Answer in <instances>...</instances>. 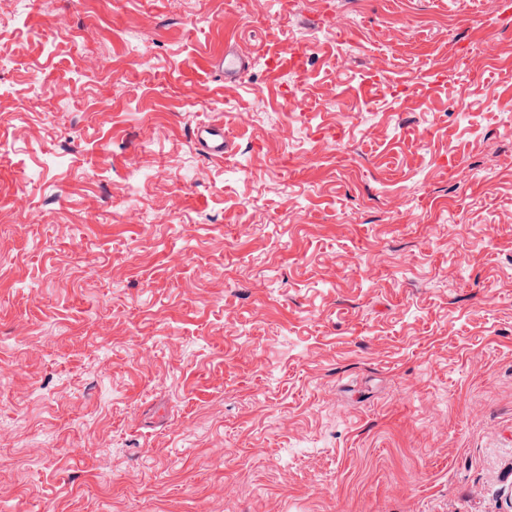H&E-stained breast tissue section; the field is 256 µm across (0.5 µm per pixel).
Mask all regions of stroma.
I'll use <instances>...</instances> for the list:
<instances>
[{
  "label": "stroma",
  "mask_w": 512,
  "mask_h": 512,
  "mask_svg": "<svg viewBox=\"0 0 512 512\" xmlns=\"http://www.w3.org/2000/svg\"><path fill=\"white\" fill-rule=\"evenodd\" d=\"M500 2L0 0V506L512 512ZM214 67L224 73V80H237L246 73L249 68L248 57L237 50L224 47V53L215 60ZM193 141L201 152L216 158H223L228 147L224 127L199 126L194 130Z\"/></svg>",
  "instance_id": "obj_1"
}]
</instances>
